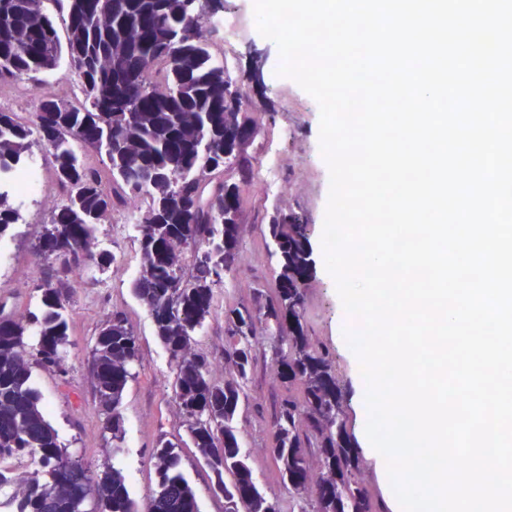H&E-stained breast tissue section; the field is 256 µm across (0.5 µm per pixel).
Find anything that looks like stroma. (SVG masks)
Returning <instances> with one entry per match:
<instances>
[{"instance_id":"35a3bbf8","label":"stroma","mask_w":512,"mask_h":512,"mask_svg":"<svg viewBox=\"0 0 512 512\" xmlns=\"http://www.w3.org/2000/svg\"><path fill=\"white\" fill-rule=\"evenodd\" d=\"M220 16L233 18L240 39L232 51L241 70L261 57L258 80L245 84V99L273 112L274 123L258 140V173L249 192V204L243 213L242 260L226 277L225 287L215 291V311L205 322L196 341L210 364L224 360V310L226 307L252 306L253 291L272 285L276 264L266 246V213L278 206L277 197L262 190V161L266 154L281 158L279 177L288 188V203L302 213L309 225L312 269L307 281L308 308L317 336L324 342L337 367L344 387L348 430L358 435L360 418L352 401L359 362L344 339L348 325L346 313L334 282L324 276L321 236L330 189V174L319 142L320 109L313 97L294 80L278 76L281 64L274 41L257 30L253 0H223ZM28 221L14 225L0 237V303L15 317H22L39 298V286L46 267L33 244L48 223L36 202H29ZM98 246L114 253L115 263L102 268L87 266L86 287L71 293L69 310L73 326L63 347L65 373L34 369L32 380L41 397L46 417L58 433L62 448L82 461L91 475L109 467L119 468L126 476L131 498L146 503L157 489L153 454L159 438L176 445L181 469L193 487L200 512H224V497L215 493L212 471L199 459L194 448L186 446L184 417L174 403L170 390L172 364L154 333L149 312L132 293L136 277L131 263L137 262L133 239L111 232L110 225H98ZM125 311L136 337L139 358L133 364L122 403L124 438L120 450H113L112 439L104 429L105 415L93 394L88 360L97 334L112 310ZM271 362L259 360L249 384V401L238 418L237 427L243 450L249 456L254 477L268 497L287 500V489L279 482L273 461L263 452L271 429L273 405L283 391L273 381Z\"/></svg>"}]
</instances>
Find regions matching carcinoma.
<instances>
[{
    "mask_svg": "<svg viewBox=\"0 0 512 512\" xmlns=\"http://www.w3.org/2000/svg\"><path fill=\"white\" fill-rule=\"evenodd\" d=\"M210 10L211 0H0V85L35 80L64 64L78 86V103L47 92L30 119L0 107V168L38 142L52 158L60 197L36 243L47 267L38 304L24 324L0 305V463L27 458L35 465L22 496L10 497L16 512H71L78 488L95 489L94 512H139L121 471L95 480L61 448L32 385L36 367L65 372L67 272L117 261L97 249L95 232L130 194L149 199L136 221L139 274L132 291L174 365L173 399L215 475L224 512H382L351 444L335 366L314 336L308 226L298 212L281 206L266 216L275 287L254 289L250 307L224 309V383L209 378L195 339L212 314L214 289L240 258L254 146L264 128L263 109L244 104L233 69L213 57ZM175 36L173 55L168 45ZM87 148L100 163L85 162ZM17 219L0 197V237ZM267 334L287 392L275 406L264 451L291 494L288 506L258 488L236 426ZM137 360L127 317L114 310L89 363L114 442L123 438L121 404ZM158 445V490L145 512H199L175 444Z\"/></svg>",
    "mask_w": 512,
    "mask_h": 512,
    "instance_id": "carcinoma-1",
    "label": "carcinoma"
}]
</instances>
